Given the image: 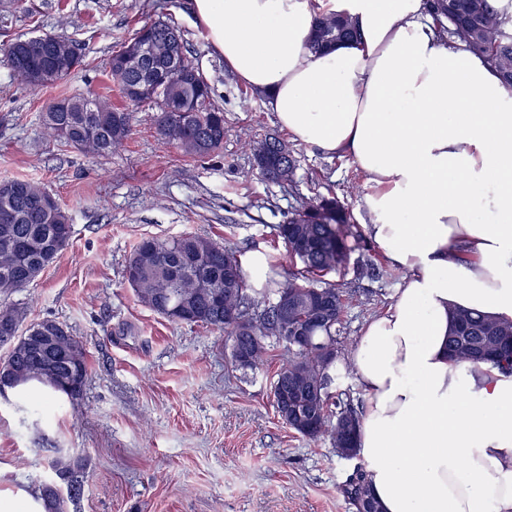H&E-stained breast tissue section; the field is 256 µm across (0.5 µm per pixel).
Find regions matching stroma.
Instances as JSON below:
<instances>
[{
  "label": "stroma",
  "mask_w": 512,
  "mask_h": 512,
  "mask_svg": "<svg viewBox=\"0 0 512 512\" xmlns=\"http://www.w3.org/2000/svg\"><path fill=\"white\" fill-rule=\"evenodd\" d=\"M157 20L180 31L189 60L214 89L226 129L221 156L191 159L162 144L148 107L136 111L123 146L105 156L50 139L39 115L54 100L93 93L121 104L108 58ZM39 31L75 40L86 65L30 90L13 77L3 45ZM245 92L248 111L239 104ZM280 132L265 97L226 69L186 0H24L21 9L0 11V180L41 183L73 225L68 248L28 287L0 296V305L23 307L29 324H67L88 351L77 401L61 398L42 412L22 406L16 391L0 393V494L38 495L53 449L72 448L88 464L84 495L70 512H354L343 488L365 461L302 437L271 405L272 376L287 352L272 350L256 371L234 369L222 334L170 323L123 279L127 257L147 237L198 233L243 255L261 247L281 274L288 254L273 227L289 211L334 194L349 204L353 224L366 220L373 187L350 158L293 139L292 184L259 176L248 145ZM364 257L354 252L346 268L326 276L353 295L341 333L347 355L403 277L382 260L377 276H357Z\"/></svg>",
  "instance_id": "1"
}]
</instances>
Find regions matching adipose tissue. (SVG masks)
<instances>
[{"label": "adipose tissue", "instance_id": "adipose-tissue-1", "mask_svg": "<svg viewBox=\"0 0 512 512\" xmlns=\"http://www.w3.org/2000/svg\"><path fill=\"white\" fill-rule=\"evenodd\" d=\"M363 41L315 51L313 0H189L225 66L375 192L366 237L405 276L357 339V448L381 512H512V375L448 357L459 309L512 318V90L424 0H328Z\"/></svg>", "mask_w": 512, "mask_h": 512}]
</instances>
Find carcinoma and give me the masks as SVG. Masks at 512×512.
<instances>
[{"mask_svg": "<svg viewBox=\"0 0 512 512\" xmlns=\"http://www.w3.org/2000/svg\"><path fill=\"white\" fill-rule=\"evenodd\" d=\"M426 6L439 32H448L465 50L483 58L512 89V33L505 34V25L512 26V0H426ZM167 36L179 42L175 53L180 68L149 93L130 91L131 86L154 84L156 74L171 69V58L163 54L148 59L139 71L125 69L127 59L140 54L148 42ZM358 36L351 17L322 12L313 18L308 46L324 50ZM42 38L61 50L74 46L73 41L53 35L9 43L5 51L12 72L26 87L51 86L83 63L78 55L58 71L37 58L23 66L22 55ZM108 67L124 106L102 105L96 111L95 99L80 95L63 99L68 105L65 112L51 103L42 113L50 138L91 155H106L130 136L133 112L156 104V129L165 142L199 158L212 157L224 147V113L207 106L212 88L187 60L183 38L172 25L155 21L146 32L138 29L112 52ZM276 140L269 134L249 145L253 166L274 183L280 182L273 173L278 163L273 152ZM47 194L33 180L0 181V295L34 282L69 245L71 218L59 205L49 210L40 207L39 200ZM350 220L348 204L334 195L288 213L274 230L285 244L291 268L275 287L252 296L237 252L203 235L144 238L124 267L125 281L142 305L176 325L205 326L224 333L230 357L240 352L251 356L247 368H257L268 351L284 347L288 361L271 384L272 404L295 394L309 428H298L289 419L285 424L310 440L329 438L346 458L358 455L356 438L347 434L346 424H359L351 401L333 392L343 364L338 335L346 295L340 285L321 277L344 267L353 252L367 249L365 238L352 230ZM285 299L296 306L286 320L279 315ZM24 320L21 309L0 308V337L15 336L18 341L0 362V382L17 390L26 406L39 405L50 393L80 398L87 380L82 342L56 320L44 319L23 330ZM297 325L307 326L309 335L306 342L291 345L286 336ZM43 336L54 340L43 342ZM448 350L456 362L486 363L512 375V319L458 311L452 316ZM86 466L87 459L81 455L57 452L51 462L53 477L41 483L46 512H68V505L83 495ZM344 494L355 512H377L364 471L349 480Z\"/></svg>", "mask_w": 512, "mask_h": 512, "instance_id": "obj_1", "label": "carcinoma"}]
</instances>
